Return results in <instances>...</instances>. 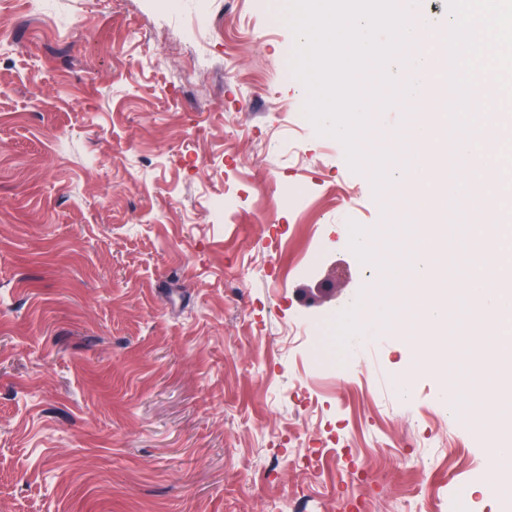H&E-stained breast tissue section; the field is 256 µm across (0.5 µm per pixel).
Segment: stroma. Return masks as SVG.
I'll use <instances>...</instances> for the list:
<instances>
[{"mask_svg": "<svg viewBox=\"0 0 512 512\" xmlns=\"http://www.w3.org/2000/svg\"><path fill=\"white\" fill-rule=\"evenodd\" d=\"M278 7L0 0V512H505L399 338L309 365L393 206L295 121Z\"/></svg>", "mask_w": 512, "mask_h": 512, "instance_id": "stroma-1", "label": "stroma"}]
</instances>
